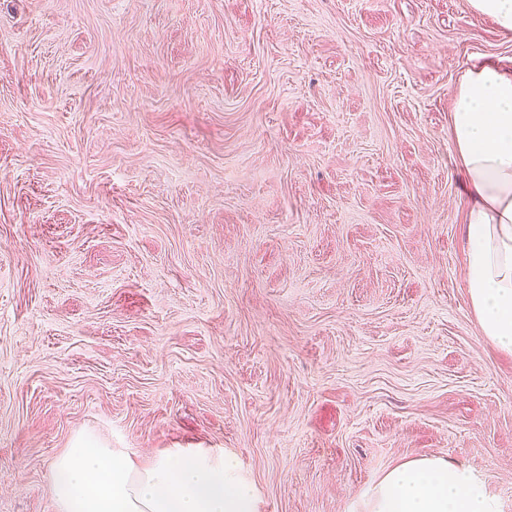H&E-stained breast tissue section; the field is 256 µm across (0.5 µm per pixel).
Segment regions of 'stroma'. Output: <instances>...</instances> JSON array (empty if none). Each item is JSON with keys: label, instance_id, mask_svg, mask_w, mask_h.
I'll return each mask as SVG.
<instances>
[{"label": "stroma", "instance_id": "1", "mask_svg": "<svg viewBox=\"0 0 512 512\" xmlns=\"http://www.w3.org/2000/svg\"><path fill=\"white\" fill-rule=\"evenodd\" d=\"M469 0H0V512L90 432L368 512L421 454L512 512V354L464 278Z\"/></svg>", "mask_w": 512, "mask_h": 512}]
</instances>
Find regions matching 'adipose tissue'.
<instances>
[{"label":"adipose tissue","instance_id":"ef3b65f1","mask_svg":"<svg viewBox=\"0 0 512 512\" xmlns=\"http://www.w3.org/2000/svg\"><path fill=\"white\" fill-rule=\"evenodd\" d=\"M450 134L466 188V288L483 335L512 353V66L467 69L452 94ZM370 512H499L465 464L419 456L387 471Z\"/></svg>","mask_w":512,"mask_h":512}]
</instances>
